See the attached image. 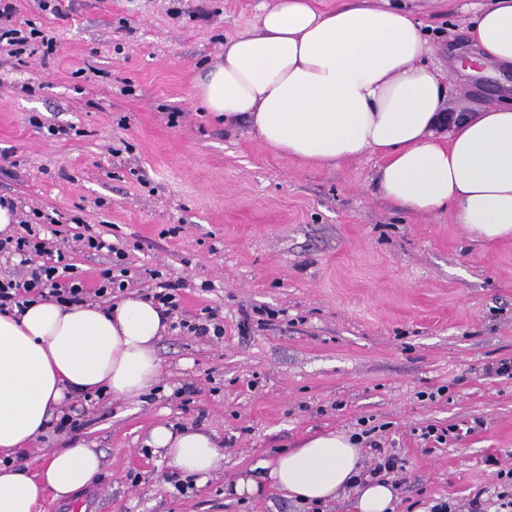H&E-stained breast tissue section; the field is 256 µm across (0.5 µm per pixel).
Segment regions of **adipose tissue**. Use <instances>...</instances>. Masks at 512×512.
<instances>
[{
	"instance_id": "1",
	"label": "adipose tissue",
	"mask_w": 512,
	"mask_h": 512,
	"mask_svg": "<svg viewBox=\"0 0 512 512\" xmlns=\"http://www.w3.org/2000/svg\"><path fill=\"white\" fill-rule=\"evenodd\" d=\"M415 0L323 8L274 0L258 22L226 40L224 55L195 77L204 107L249 124L273 152L318 167L380 158L378 197L420 213L442 209L485 242L512 241V105L448 122L449 77L420 61ZM491 71H512V0H486L467 30ZM167 330L148 297L61 305L41 298L0 313V512H45L93 484L101 455L81 440L50 450L36 471L24 459L71 393L134 399L160 375L156 343ZM148 444L182 472L207 480L222 457L217 435L155 426ZM362 452L343 433H319L261 462L237 495L264 486L302 503L353 486L357 512H392L391 483L357 484Z\"/></svg>"
}]
</instances>
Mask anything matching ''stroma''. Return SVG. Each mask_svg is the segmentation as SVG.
Listing matches in <instances>:
<instances>
[{
	"label": "stroma",
	"instance_id": "1",
	"mask_svg": "<svg viewBox=\"0 0 512 512\" xmlns=\"http://www.w3.org/2000/svg\"><path fill=\"white\" fill-rule=\"evenodd\" d=\"M271 2L59 0L57 17L15 0V26L33 37L27 53L0 55V196L20 215L53 217L42 233L88 282L104 258L80 235L125 251L126 292L147 291L157 269L186 281L188 315L209 306L224 320L218 340L159 339L157 392L78 399L81 429L48 434L26 462L37 468L43 450L76 437L95 443L101 478L46 512H305L271 487L230 489L277 452L353 433L362 418L386 425L405 461L396 495L413 512L493 491L512 467V379L490 370L512 358V242L488 245L450 212L378 198L377 157L318 168L196 103L199 66ZM466 2L422 0L418 14L424 59L459 86L458 112L512 99L499 78L460 66L477 53ZM189 383L186 405L177 391ZM159 424H197L224 443L218 468L186 494L146 446ZM430 424L460 437L425 442Z\"/></svg>",
	"mask_w": 512,
	"mask_h": 512
}]
</instances>
